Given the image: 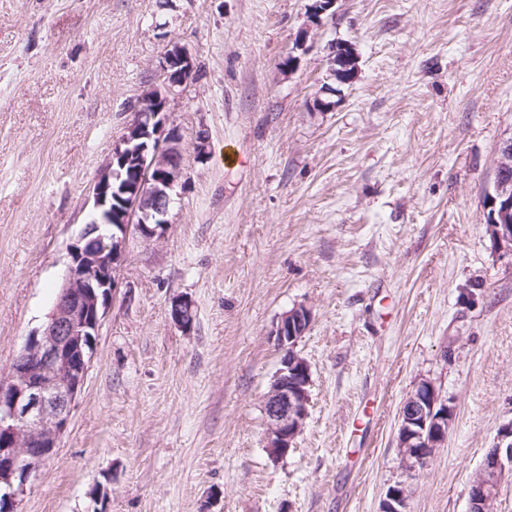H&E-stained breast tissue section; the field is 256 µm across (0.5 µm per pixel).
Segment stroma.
I'll use <instances>...</instances> for the list:
<instances>
[{
  "label": "stroma",
  "instance_id": "1",
  "mask_svg": "<svg viewBox=\"0 0 512 512\" xmlns=\"http://www.w3.org/2000/svg\"><path fill=\"white\" fill-rule=\"evenodd\" d=\"M312 2L0 0V381L53 306L129 104L168 49L195 60L168 98L183 175L166 230L128 238L22 512H92L96 488L103 512H379L398 483L407 512H468L512 422V252L484 223L512 136V0H336L315 25ZM340 40L358 53L341 87ZM300 305L309 415L273 462L270 332ZM424 379L455 416L409 472L398 416Z\"/></svg>",
  "mask_w": 512,
  "mask_h": 512
}]
</instances>
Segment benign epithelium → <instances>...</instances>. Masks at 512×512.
I'll list each match as a JSON object with an SVG mask.
<instances>
[{
  "mask_svg": "<svg viewBox=\"0 0 512 512\" xmlns=\"http://www.w3.org/2000/svg\"><path fill=\"white\" fill-rule=\"evenodd\" d=\"M183 66V79L194 69L191 54L180 47L168 51L161 66L168 72L173 60ZM132 119L124 127L112 157L129 144V132L146 140L140 149L138 183L133 193L118 185L121 175L112 163L95 176L90 201L91 220L68 251L69 264L46 321L27 336L9 376L0 381V504L4 512H21L41 465L56 452L68 428L94 358L102 321L118 288L116 273L124 259L131 232L150 240L164 233L169 194L158 190L160 176L181 174L182 155L170 147L179 133L165 130L163 109L140 99L131 105ZM130 194L121 213L119 231L99 233V224L112 223L107 194ZM493 209L487 233L494 245L512 251V180L496 182L488 194ZM171 319L180 328H193L192 302H172ZM312 320L310 309L294 307L279 318L272 336L283 352L280 367L264 396L265 452L277 461L294 447L309 414L311 370L296 348ZM453 408L438 389L421 380L400 409L399 443L403 465L424 469L448 437ZM512 476V422L504 425L497 443L485 456L469 488V512H488L501 483ZM408 489L392 486L381 512H406Z\"/></svg>",
  "mask_w": 512,
  "mask_h": 512,
  "instance_id": "7a95c632",
  "label": "benign epithelium"
}]
</instances>
